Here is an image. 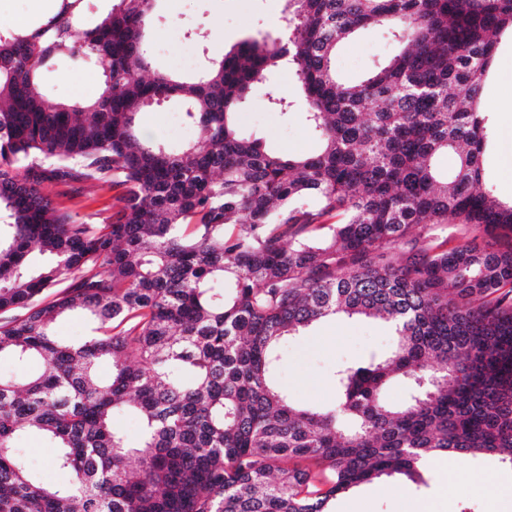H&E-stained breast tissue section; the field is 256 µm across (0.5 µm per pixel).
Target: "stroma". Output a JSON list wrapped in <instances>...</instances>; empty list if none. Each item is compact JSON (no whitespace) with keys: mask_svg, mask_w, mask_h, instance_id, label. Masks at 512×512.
I'll use <instances>...</instances> for the list:
<instances>
[{"mask_svg":"<svg viewBox=\"0 0 512 512\" xmlns=\"http://www.w3.org/2000/svg\"><path fill=\"white\" fill-rule=\"evenodd\" d=\"M285 0H162L159 15L148 27L153 42L151 64L175 71V41L188 29L199 27L210 33L204 44L211 57H220L231 45L247 37L275 31L284 23ZM397 49L389 30L370 27L342 41L334 64L347 82L364 77L375 65ZM487 75L483 100L488 114V139L482 155L483 185L500 200L512 201V178L501 169L500 152L512 150V113L496 111L495 102L512 100V31L499 39ZM103 66L94 58L80 63L58 60L43 73L42 88L53 99L93 101L103 89ZM179 102L146 108L138 115L141 138H152L179 148L194 140L197 130L173 126L172 114ZM244 134L264 138L275 150L301 154L315 148L314 137L299 111L289 115L269 110L262 97L246 102L238 114ZM57 202L80 218L99 221L112 213V193L89 184L64 189ZM391 331L379 322L340 318L317 324L304 336L288 340L281 349L279 383L293 398L307 406L329 405L334 390L329 373L337 362L359 361L369 353L390 349ZM20 452L42 481L52 486L67 483V474L52 464L53 448L41 438L28 436L19 443ZM419 484L399 477H383L337 496L335 512H409L412 502L427 500L431 512H512V497L496 494L499 486L512 485V464L497 454L457 455L436 458L421 469ZM479 487H472L471 478Z\"/></svg>","mask_w":512,"mask_h":512,"instance_id":"stroma-1","label":"stroma"}]
</instances>
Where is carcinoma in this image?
Masks as SVG:
<instances>
[{"label": "carcinoma", "instance_id": "obj_1", "mask_svg": "<svg viewBox=\"0 0 512 512\" xmlns=\"http://www.w3.org/2000/svg\"><path fill=\"white\" fill-rule=\"evenodd\" d=\"M53 2L0 27V311L22 310L0 324L17 370L0 375V512H332L383 476L419 482L440 453L512 463V203L481 183L512 0H286L277 34L189 79L151 69L159 0ZM367 27L398 51L345 83L336 47ZM52 58L100 60L101 96L47 98ZM285 63L309 153L236 124L258 91L293 108L269 81ZM174 99L199 137L141 140L136 115ZM72 183L112 190V215L59 208L50 188ZM445 224L463 226L452 247L433 235ZM69 314L94 324L78 345L54 332ZM337 315L386 322L392 347L337 366L331 406L300 407L276 379L280 345ZM23 435L57 449L68 484L38 478Z\"/></svg>", "mask_w": 512, "mask_h": 512}]
</instances>
